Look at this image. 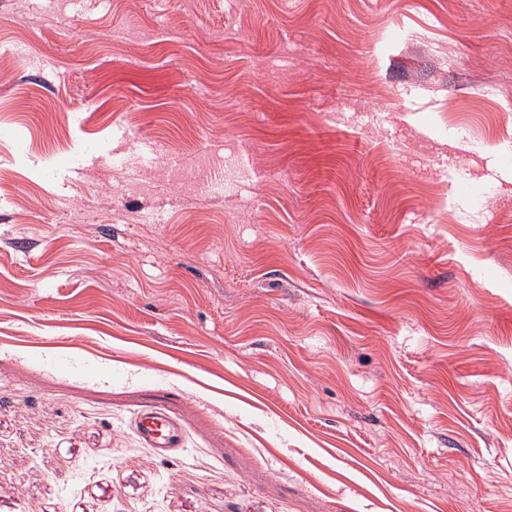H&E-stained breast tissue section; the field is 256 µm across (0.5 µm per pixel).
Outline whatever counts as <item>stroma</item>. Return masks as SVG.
<instances>
[{"instance_id": "obj_1", "label": "stroma", "mask_w": 512, "mask_h": 512, "mask_svg": "<svg viewBox=\"0 0 512 512\" xmlns=\"http://www.w3.org/2000/svg\"><path fill=\"white\" fill-rule=\"evenodd\" d=\"M0 512H512V0H0ZM140 434L154 448H158L162 455L166 454L167 448H176L180 441L178 429L159 406L143 412Z\"/></svg>"}]
</instances>
